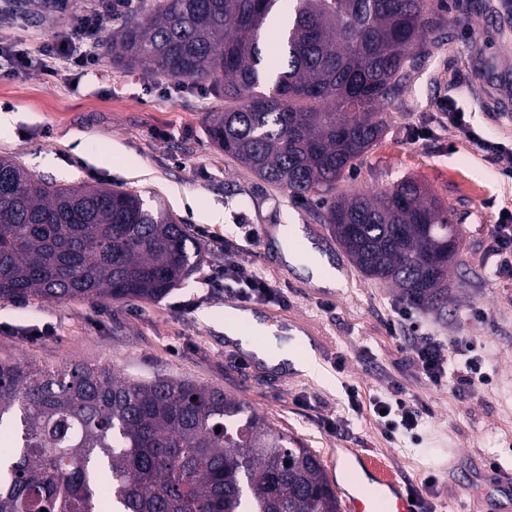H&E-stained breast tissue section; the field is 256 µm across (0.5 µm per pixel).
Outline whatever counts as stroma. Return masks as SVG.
Wrapping results in <instances>:
<instances>
[{
    "instance_id": "35a3bbf8",
    "label": "stroma",
    "mask_w": 512,
    "mask_h": 512,
    "mask_svg": "<svg viewBox=\"0 0 512 512\" xmlns=\"http://www.w3.org/2000/svg\"><path fill=\"white\" fill-rule=\"evenodd\" d=\"M7 0L0 44L38 52L70 38L73 51L92 49L93 73L56 59L62 76L40 70L0 78V157L66 185H98L140 195L187 224L204 260L179 288L157 302L36 297L0 300V362L39 367L84 362L150 380L168 376L224 390L312 448L331 482L352 454L378 474L421 491L428 512H501L495 492L512 472V274L498 272L497 224L512 215V155H490L457 136L443 117L454 103L485 138L512 142V17L488 12L485 0H446L444 29L411 70L386 127L339 192L386 190L411 179L437 197L460 229L459 265L448 271L453 302L438 315L411 308L392 286L363 276L314 206L259 180L210 141L206 117L224 100L211 85L175 89L172 78L128 72L112 64L107 42L127 18L153 0ZM102 15L91 37L77 20ZM221 212L213 222L210 215ZM303 231L285 262L280 225ZM316 249L341 284L317 285L308 268ZM243 264L276 286L287 304L238 300L219 276ZM248 312L277 330L295 331L291 345L315 372L245 364L244 350L224 334L226 308ZM452 347L448 379L432 384L415 351L426 337ZM474 343L485 378L463 383V342ZM400 389L424 409L411 433L387 435L376 401ZM357 404H350V391ZM345 422L344 430L330 422Z\"/></svg>"
}]
</instances>
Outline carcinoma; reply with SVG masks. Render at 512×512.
<instances>
[{
    "instance_id": "obj_1",
    "label": "carcinoma",
    "mask_w": 512,
    "mask_h": 512,
    "mask_svg": "<svg viewBox=\"0 0 512 512\" xmlns=\"http://www.w3.org/2000/svg\"><path fill=\"white\" fill-rule=\"evenodd\" d=\"M157 0L112 34L118 67L209 83L224 156L317 218L367 278L409 304L448 308L457 253L448 210L411 181L369 194L336 185L380 138L383 108L443 25L441 0ZM161 207L131 192L64 186L0 158V298L160 301L203 260ZM0 512H341L321 458L236 398L187 380L99 365L0 363ZM221 431H215V428ZM112 479V495L101 484Z\"/></svg>"
}]
</instances>
